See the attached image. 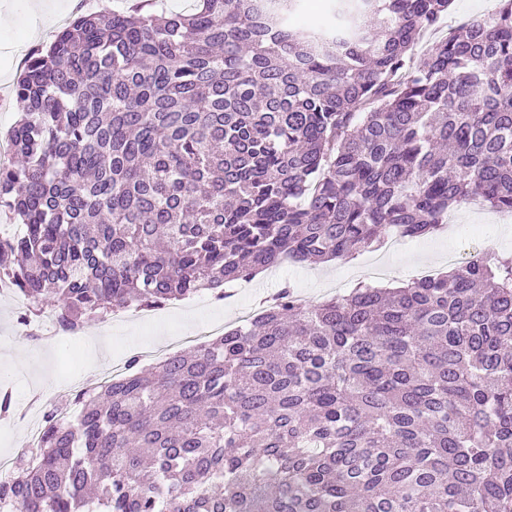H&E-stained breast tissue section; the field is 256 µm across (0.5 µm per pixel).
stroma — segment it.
<instances>
[{"label": "stroma", "instance_id": "stroma-1", "mask_svg": "<svg viewBox=\"0 0 512 512\" xmlns=\"http://www.w3.org/2000/svg\"><path fill=\"white\" fill-rule=\"evenodd\" d=\"M55 21L44 28L41 16L28 0H0V96H12L23 68L25 53L49 42L54 29L66 26L74 17L71 0H51ZM499 0H453L442 26L427 32L415 50V61L439 41L477 18L491 16ZM456 224L477 225V232L450 236L437 234L406 241L402 249L359 253L352 261L340 259L329 264H285L278 275L254 278L236 289L229 301L199 300L198 296L173 302L156 312H124L101 322L89 321L84 335L107 337L97 358H89L83 342L58 339L52 346L32 340L16 299L0 296V375L13 383L11 395L16 421L0 423V458L18 459L28 447V431L41 426L50 406L48 393L75 395L83 387H95L109 378L113 368L124 366L134 354L140 355V368H149L171 354L200 344L198 326L208 323L229 329L238 324L242 312L258 313L266 299L274 297L283 284H291L308 304L347 294L366 284L374 288H395L412 278L419 266L446 272L453 264L464 263L474 255L495 252L512 255V214L497 212L473 203L454 211ZM455 260H448V252Z\"/></svg>", "mask_w": 512, "mask_h": 512}]
</instances>
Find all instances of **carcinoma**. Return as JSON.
<instances>
[{
	"mask_svg": "<svg viewBox=\"0 0 512 512\" xmlns=\"http://www.w3.org/2000/svg\"><path fill=\"white\" fill-rule=\"evenodd\" d=\"M135 4L71 21L17 79L0 278L82 330L284 261L512 211V0ZM45 413L17 512H512V256L260 315ZM498 6V0H454L442 26L435 31L425 33L422 42L414 51V63L419 64L424 55L449 33L474 19L491 16Z\"/></svg>",
	"mask_w": 512,
	"mask_h": 512,
	"instance_id": "obj_1",
	"label": "carcinoma"
}]
</instances>
